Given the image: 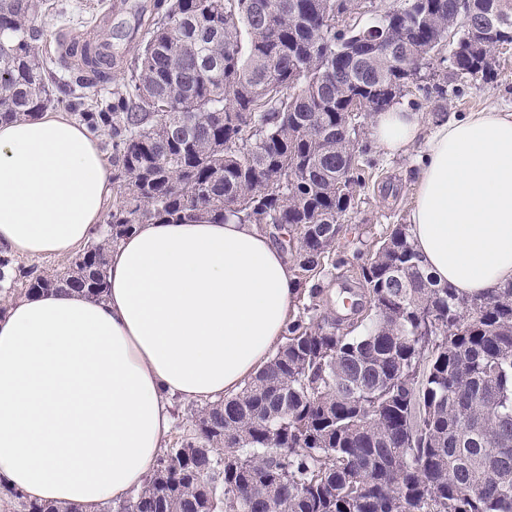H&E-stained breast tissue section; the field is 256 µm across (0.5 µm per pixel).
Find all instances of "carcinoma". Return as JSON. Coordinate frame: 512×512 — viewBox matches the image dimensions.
<instances>
[{
  "label": "carcinoma",
  "mask_w": 512,
  "mask_h": 512,
  "mask_svg": "<svg viewBox=\"0 0 512 512\" xmlns=\"http://www.w3.org/2000/svg\"><path fill=\"white\" fill-rule=\"evenodd\" d=\"M353 0H155L127 77L87 43L61 77L39 51L43 0H0V122L64 109L104 140L112 207L60 271L0 250V290L100 299L112 248L139 224L272 225L302 307L285 342L191 429L144 486L99 512H512V284L464 296L421 265L410 225L336 250L363 186L364 120L406 96L443 46L453 74L491 82L512 44L498 0H404L336 28ZM395 43L396 54L377 52ZM359 271L366 305L324 311L322 274ZM22 501L24 512H81Z\"/></svg>",
  "instance_id": "1"
}]
</instances>
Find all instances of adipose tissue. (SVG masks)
I'll return each instance as SVG.
<instances>
[{
  "label": "adipose tissue",
  "instance_id": "ef3b65f1",
  "mask_svg": "<svg viewBox=\"0 0 512 512\" xmlns=\"http://www.w3.org/2000/svg\"><path fill=\"white\" fill-rule=\"evenodd\" d=\"M421 116L374 115L388 153ZM411 234L426 270L462 295L512 282V113L433 126ZM112 196L97 139L62 112L0 123V248L66 256ZM106 297L64 288L0 314V485L95 512L156 467L174 402L236 394L282 343L297 294L288 254L254 225L142 224L112 251Z\"/></svg>",
  "mask_w": 512,
  "mask_h": 512
}]
</instances>
